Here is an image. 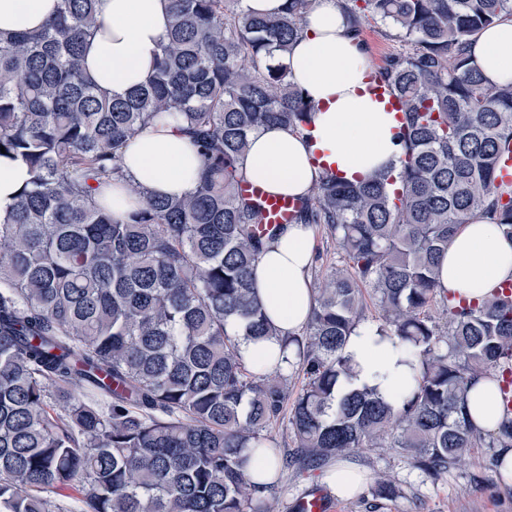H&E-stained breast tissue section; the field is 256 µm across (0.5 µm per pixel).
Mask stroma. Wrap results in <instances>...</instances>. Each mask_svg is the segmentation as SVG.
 Here are the masks:
<instances>
[{"instance_id": "35a3bbf8", "label": "stroma", "mask_w": 512, "mask_h": 512, "mask_svg": "<svg viewBox=\"0 0 512 512\" xmlns=\"http://www.w3.org/2000/svg\"><path fill=\"white\" fill-rule=\"evenodd\" d=\"M365 50L372 66H382L389 56L405 49L391 26L370 23L363 32ZM491 449L476 448L440 479L433 480L415 469L409 459L388 448H362L351 453L350 462L367 478L383 476L400 489L392 500H374L370 491L351 499L337 500L338 512H512V486L503 484L490 466ZM326 470L312 476L285 471L281 477L279 512H294L298 499L313 490H327Z\"/></svg>"}]
</instances>
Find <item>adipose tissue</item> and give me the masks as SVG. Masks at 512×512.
<instances>
[{
  "label": "adipose tissue",
  "instance_id": "ef3b65f1",
  "mask_svg": "<svg viewBox=\"0 0 512 512\" xmlns=\"http://www.w3.org/2000/svg\"><path fill=\"white\" fill-rule=\"evenodd\" d=\"M56 8L57 0H0V31L40 29ZM170 8L171 0H99L100 28L83 53L85 71L99 88L121 95L151 78ZM472 61L489 82H512V17L476 38ZM281 62L315 104L312 127L306 134L286 127L256 132L244 159L247 177L270 191L301 195L311 191L326 165L352 182L397 166L398 114L369 91L371 63L352 39L338 0H313L302 37ZM123 165L151 193L182 196L195 189L201 161L191 141L168 123L147 126L135 136ZM312 258L305 224L288 225L260 258L255 287L278 332L298 331L308 321L314 305ZM508 281L512 239L495 221L471 219L439 260V287L479 302ZM343 353L355 375L340 382V391L367 385L397 406L415 386L412 356L378 325L359 324ZM467 411L477 428L494 430L501 420L496 385L480 378L468 394Z\"/></svg>",
  "mask_w": 512,
  "mask_h": 512
}]
</instances>
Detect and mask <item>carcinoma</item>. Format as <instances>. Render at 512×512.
<instances>
[{
    "label": "carcinoma",
    "instance_id": "carcinoma-1",
    "mask_svg": "<svg viewBox=\"0 0 512 512\" xmlns=\"http://www.w3.org/2000/svg\"><path fill=\"white\" fill-rule=\"evenodd\" d=\"M313 0L263 15L245 0H172L155 71L110 96L87 75L98 0H58L39 32H0V148L32 175L0 217V512H67L45 492L82 488L77 512H274L281 471H316L362 448H400L438 479L473 448H512V284L476 305L438 288V259L474 217L512 238V83L471 63L476 37L512 0H340L357 43L368 19L408 46L379 68L397 100L396 174L357 184L325 170L297 196L294 224H324L344 265L316 283L307 325L281 338L286 367L249 370L239 336L277 335L253 283L283 229L243 194V162L266 126L299 133L314 105L276 62ZM174 123L204 165L193 192L127 182L124 145ZM125 217L96 196L121 183ZM373 291L380 333L419 362L412 396L367 386L336 395L342 354ZM306 382L290 391L292 376ZM493 375L502 421L471 423L465 398ZM293 447L272 446L286 406ZM271 481L248 476L255 453ZM371 493L393 499L384 478Z\"/></svg>",
    "mask_w": 512,
    "mask_h": 512
}]
</instances>
